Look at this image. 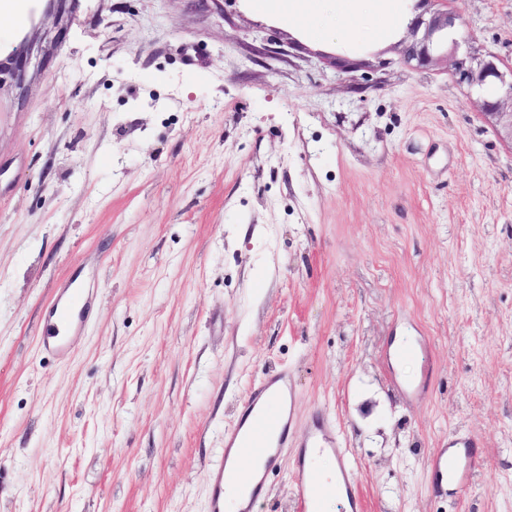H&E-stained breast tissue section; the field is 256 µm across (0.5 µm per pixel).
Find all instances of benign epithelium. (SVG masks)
Masks as SVG:
<instances>
[{
	"mask_svg": "<svg viewBox=\"0 0 512 512\" xmlns=\"http://www.w3.org/2000/svg\"><path fill=\"white\" fill-rule=\"evenodd\" d=\"M459 19L457 10H447L428 21L416 16L411 26L416 30L425 27L424 34L421 39L405 46V56L410 62L425 65L432 60L434 47L449 46L446 59L452 62L459 81L475 90L482 100L485 115L512 139V72H504L496 57H477L463 46L460 39H448V32L455 28ZM7 60L10 61L11 72L17 79H22L28 60L25 48L14 49Z\"/></svg>",
	"mask_w": 512,
	"mask_h": 512,
	"instance_id": "obj_1",
	"label": "benign epithelium"
}]
</instances>
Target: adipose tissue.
Returning a JSON list of instances; mask_svg holds the SVG:
<instances>
[{"mask_svg":"<svg viewBox=\"0 0 512 512\" xmlns=\"http://www.w3.org/2000/svg\"><path fill=\"white\" fill-rule=\"evenodd\" d=\"M258 6L315 41L353 40L365 29L384 39L408 16L406 0H259Z\"/></svg>","mask_w":512,"mask_h":512,"instance_id":"obj_1","label":"adipose tissue"}]
</instances>
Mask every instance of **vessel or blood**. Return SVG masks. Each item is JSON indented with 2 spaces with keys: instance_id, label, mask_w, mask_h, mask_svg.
<instances>
[{
  "instance_id": "1",
  "label": "vessel or blood",
  "mask_w": 512,
  "mask_h": 512,
  "mask_svg": "<svg viewBox=\"0 0 512 512\" xmlns=\"http://www.w3.org/2000/svg\"><path fill=\"white\" fill-rule=\"evenodd\" d=\"M59 301L42 333L44 348L61 353L66 338L81 329L89 294L75 282L60 289ZM293 386L287 372L264 376L251 387L236 428L224 438V452L209 472L208 512H250L267 479L276 468L282 448L295 443L294 479L297 512H324L327 499L344 500L348 512H364V500L356 490L349 460L337 442L328 437L322 408H315L310 423L296 429L287 414L284 397ZM478 438L456 433L429 457L435 485L449 495L461 494L480 464ZM335 457L336 474L326 477L318 467L324 457Z\"/></svg>"
}]
</instances>
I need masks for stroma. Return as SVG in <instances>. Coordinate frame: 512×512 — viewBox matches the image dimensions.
<instances>
[{"label": "stroma", "mask_w": 512, "mask_h": 512, "mask_svg": "<svg viewBox=\"0 0 512 512\" xmlns=\"http://www.w3.org/2000/svg\"><path fill=\"white\" fill-rule=\"evenodd\" d=\"M0 58V512H207L249 389L322 407L365 512H512V141L438 58L251 0H13ZM512 65V0H457ZM87 323L40 345L59 286ZM482 461L455 498L428 458ZM296 446L254 512H297ZM479 439L470 433H456L441 443L429 457V469L435 485L447 490L448 497L461 494L471 483L482 460Z\"/></svg>", "instance_id": "35a3bbf8"}]
</instances>
